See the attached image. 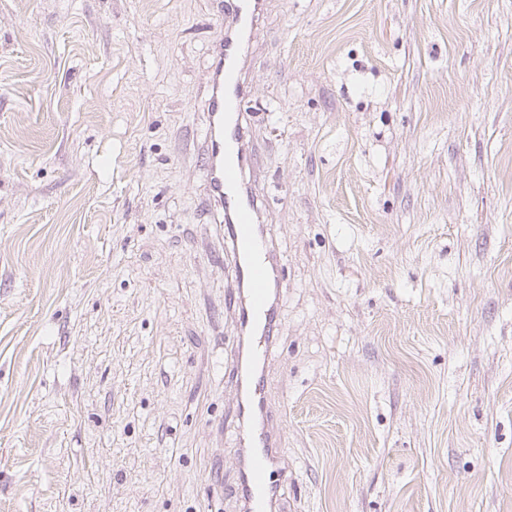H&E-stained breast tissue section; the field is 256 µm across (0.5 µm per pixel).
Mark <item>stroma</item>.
Masks as SVG:
<instances>
[{"label": "stroma", "instance_id": "stroma-1", "mask_svg": "<svg viewBox=\"0 0 512 512\" xmlns=\"http://www.w3.org/2000/svg\"><path fill=\"white\" fill-rule=\"evenodd\" d=\"M213 0H0V512H242ZM250 138L292 512H512V0H266Z\"/></svg>", "mask_w": 512, "mask_h": 512}]
</instances>
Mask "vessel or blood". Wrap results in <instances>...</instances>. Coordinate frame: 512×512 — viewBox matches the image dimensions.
Here are the masks:
<instances>
[{
	"instance_id": "b4317fda",
	"label": "vessel or blood",
	"mask_w": 512,
	"mask_h": 512,
	"mask_svg": "<svg viewBox=\"0 0 512 512\" xmlns=\"http://www.w3.org/2000/svg\"><path fill=\"white\" fill-rule=\"evenodd\" d=\"M263 0H218L219 34L207 74L204 190L225 214L235 255L233 284L225 304L247 332L228 377L238 393L242 423L239 497L245 512H288L279 495L277 435L272 426L264 368L279 327L274 299L278 269L261 226L258 197L245 179L255 151L247 141L250 115L246 66L259 37Z\"/></svg>"
}]
</instances>
